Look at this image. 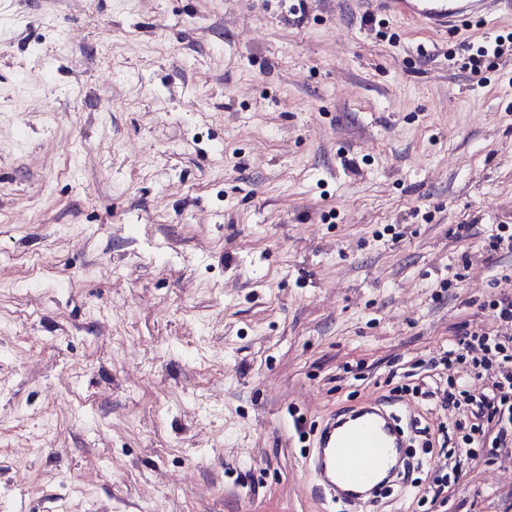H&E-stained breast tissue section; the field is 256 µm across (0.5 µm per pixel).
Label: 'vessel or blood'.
<instances>
[{
	"instance_id": "vessel-or-blood-1",
	"label": "vessel or blood",
	"mask_w": 512,
	"mask_h": 512,
	"mask_svg": "<svg viewBox=\"0 0 512 512\" xmlns=\"http://www.w3.org/2000/svg\"><path fill=\"white\" fill-rule=\"evenodd\" d=\"M391 14L419 21L437 30L503 6L512 13V0H379ZM404 407L372 402L343 411L322 426L310 458L316 487L331 504L376 502L379 490L401 471L410 437L402 425Z\"/></svg>"
}]
</instances>
